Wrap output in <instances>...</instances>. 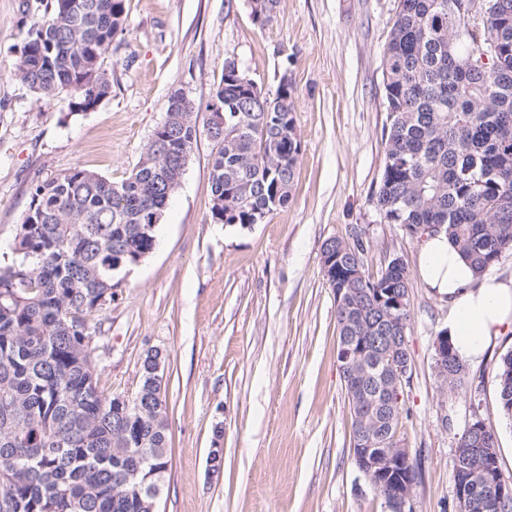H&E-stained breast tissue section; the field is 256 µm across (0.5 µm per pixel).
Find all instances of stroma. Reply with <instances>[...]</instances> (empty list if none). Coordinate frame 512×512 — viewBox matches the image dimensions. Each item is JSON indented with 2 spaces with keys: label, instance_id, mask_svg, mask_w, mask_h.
Here are the masks:
<instances>
[{
  "label": "stroma",
  "instance_id": "stroma-1",
  "mask_svg": "<svg viewBox=\"0 0 512 512\" xmlns=\"http://www.w3.org/2000/svg\"><path fill=\"white\" fill-rule=\"evenodd\" d=\"M396 6L280 0L261 27L247 0H126V32L100 60L111 92L75 112L70 94L39 98L14 75L46 0H0V253L37 181L74 167L125 180L170 96L185 94L206 119L227 62L264 95L284 76L296 90L301 153L288 206L245 228L216 223L209 166L218 145L199 129L155 248L88 319L103 395L134 396L147 352L164 354L170 467L160 512H387L351 458L336 300L321 269L332 238L363 245L369 276L395 254L408 264L412 377L398 435L419 456L416 512H455L451 458L473 416L496 428L499 463L512 476V420L492 373L512 351V331L467 361L466 390H448L432 347L448 305L417 273L419 239L381 221L372 201L385 157L381 61Z\"/></svg>",
  "mask_w": 512,
  "mask_h": 512
}]
</instances>
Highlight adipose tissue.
Wrapping results in <instances>:
<instances>
[{"instance_id": "1", "label": "adipose tissue", "mask_w": 512, "mask_h": 512, "mask_svg": "<svg viewBox=\"0 0 512 512\" xmlns=\"http://www.w3.org/2000/svg\"><path fill=\"white\" fill-rule=\"evenodd\" d=\"M418 274L426 288L448 303V334L460 357L476 359L512 329V279L476 274L445 234L421 242Z\"/></svg>"}]
</instances>
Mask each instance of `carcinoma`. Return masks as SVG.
Instances as JSON below:
<instances>
[{"label":"carcinoma","mask_w":512,"mask_h":512,"mask_svg":"<svg viewBox=\"0 0 512 512\" xmlns=\"http://www.w3.org/2000/svg\"><path fill=\"white\" fill-rule=\"evenodd\" d=\"M472 0H398L382 54L387 121L385 159L372 198L383 222L411 237L441 226L476 273L512 249V0H486L472 27ZM30 25L14 75L53 99L67 91L75 112L94 109L111 90L99 62L124 31L125 0H50ZM224 112L223 146L210 162L211 214L228 225L260 223L288 206L301 152L293 137L296 94L271 97L230 73L207 105ZM195 103L173 94L130 176L112 183L74 167L39 182L17 225L9 258L0 261V512H149V492L169 469L164 401L144 374L126 414L101 394L88 316L112 304L122 273L155 247L171 194L182 178L178 148L197 138ZM327 281L342 291L339 336H400L411 318L410 274L400 256L377 277L352 279L362 245L337 239ZM433 347L448 389H466V370L448 333ZM367 375L352 400L354 431L400 442L404 394L386 365L367 353ZM502 412L512 418V352L494 368ZM469 421L464 448L498 438L492 425ZM458 512H512L498 456L474 457Z\"/></svg>","instance_id":"obj_1"}]
</instances>
